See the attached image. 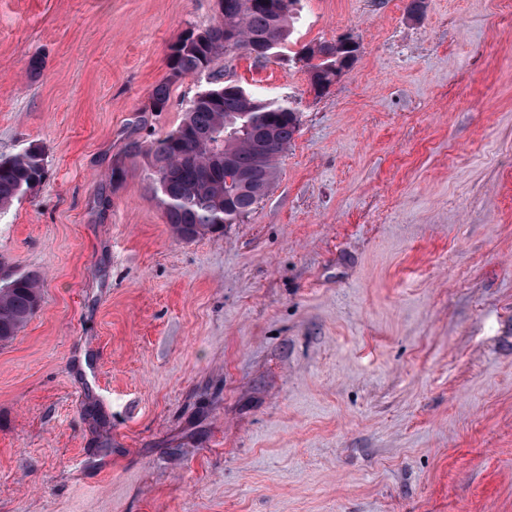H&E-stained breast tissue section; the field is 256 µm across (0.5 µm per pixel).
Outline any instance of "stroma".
<instances>
[{
  "label": "stroma",
  "instance_id": "obj_1",
  "mask_svg": "<svg viewBox=\"0 0 512 512\" xmlns=\"http://www.w3.org/2000/svg\"><path fill=\"white\" fill-rule=\"evenodd\" d=\"M408 4L299 0L298 45H360L318 96L288 52L170 79L218 0H0V157L46 169L0 211L42 291L0 343V512H512V0ZM217 80L299 129L182 241L126 146Z\"/></svg>",
  "mask_w": 512,
  "mask_h": 512
}]
</instances>
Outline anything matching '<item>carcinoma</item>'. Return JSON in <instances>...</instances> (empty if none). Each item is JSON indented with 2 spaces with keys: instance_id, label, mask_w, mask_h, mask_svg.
Segmentation results:
<instances>
[{
  "instance_id": "carcinoma-1",
  "label": "carcinoma",
  "mask_w": 512,
  "mask_h": 512,
  "mask_svg": "<svg viewBox=\"0 0 512 512\" xmlns=\"http://www.w3.org/2000/svg\"><path fill=\"white\" fill-rule=\"evenodd\" d=\"M220 0L222 20L200 38L187 33L171 48L170 76L182 78L210 66L221 55L224 32L238 36L237 48L249 45L263 52L254 61L270 59L291 36L290 20L297 0ZM348 50L342 41L304 45L296 53L309 74L316 94H322L343 72ZM168 102V86L157 85L150 111L160 112ZM272 131L271 139L256 143L250 127ZM298 112L288 103L262 99L236 85L216 82L189 101L182 123L146 147L127 145L130 154L150 159L155 193L176 237L191 241L205 231L221 229L248 216L263 198L253 185L237 182L247 173L263 175L264 190L276 179V162L298 130ZM45 175L39 146L7 158L0 157V210L26 195ZM41 302L40 277L17 273L0 264V342L14 339Z\"/></svg>"
}]
</instances>
